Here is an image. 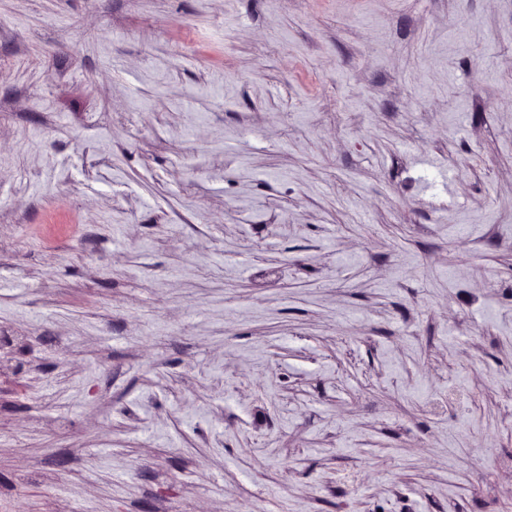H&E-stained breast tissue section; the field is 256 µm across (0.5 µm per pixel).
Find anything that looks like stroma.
Here are the masks:
<instances>
[{
    "label": "stroma",
    "instance_id": "1",
    "mask_svg": "<svg viewBox=\"0 0 512 512\" xmlns=\"http://www.w3.org/2000/svg\"><path fill=\"white\" fill-rule=\"evenodd\" d=\"M0 512H512V0H0Z\"/></svg>",
    "mask_w": 512,
    "mask_h": 512
}]
</instances>
